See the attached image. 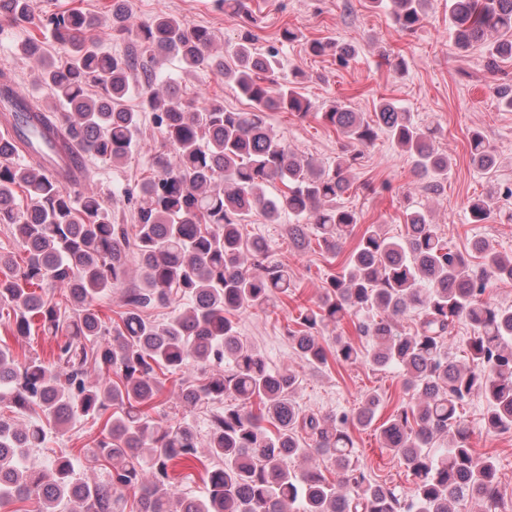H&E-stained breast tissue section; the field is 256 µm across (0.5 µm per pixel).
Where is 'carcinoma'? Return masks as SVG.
I'll list each match as a JSON object with an SVG mask.
<instances>
[{"label": "carcinoma", "instance_id": "obj_1", "mask_svg": "<svg viewBox=\"0 0 512 512\" xmlns=\"http://www.w3.org/2000/svg\"><path fill=\"white\" fill-rule=\"evenodd\" d=\"M244 19L231 51L213 50L212 33L177 17L159 15L129 26L131 0H112V35L135 38L138 55L101 51L93 37L99 21L72 9L33 14L32 0H0V19L47 31L58 56L43 61L41 82L61 111L21 101L14 78L0 71V106L12 107L23 128L17 144L0 136V224L12 227L22 263L0 254V304L11 313L19 336L55 341L52 358L21 362L0 346V404L19 411L39 409L20 424L0 416V502L31 499L35 512H459L473 500L497 496L493 460L471 448L460 414L475 394L489 403L486 423L512 430V306L491 299L494 281L512 282V258L477 241L481 263L451 247L429 215L403 211L408 234L393 238L369 225L327 280L320 303L302 307L288 342L309 365L365 358L378 368L400 371L414 403L394 411L379 427L384 447L415 477L410 493L378 486L351 460L349 427L372 424L379 395L368 394L357 409L318 416L302 411L294 395L298 376L268 368L261 350L240 335L233 317L288 293V267L267 244L243 237L240 226L259 207L270 223L286 214L288 239L297 251L317 242L336 254L352 235L356 212L336 205L352 188L349 177L364 149L383 132L412 161L415 175L431 188L448 180L451 159L435 148L436 129L418 123L398 102L380 98L371 112H355L341 101L321 118L345 139L336 163L326 167L290 149L268 124L271 112L305 118L311 101L299 75L276 79L274 50L254 48L251 0H215ZM427 0H391L394 20L411 33L424 20ZM450 35L463 52L484 49L490 89L500 107L512 110V83L497 78L499 61L512 57V0H450ZM308 50L332 56L341 66L355 49L332 40H313ZM192 72L224 78L251 109L232 112L216 98L186 100L161 70L166 58ZM99 90L90 96L88 88ZM139 106L127 105L131 95ZM149 113L165 148L155 154L151 176L127 196L137 203L136 232L112 217L93 192L64 186L42 167L39 152L53 142L63 153L90 156L114 165L128 160ZM470 163L490 172L497 158L477 130L468 137ZM280 183L284 190L267 195ZM497 191L471 199L473 223L491 218ZM138 279L130 281V261ZM121 290L119 320H104L93 302ZM69 298L71 312L53 302ZM171 306L164 322L144 316ZM418 314L417 328L403 333L397 320ZM368 338L361 349L338 332L348 316ZM473 327L470 357L452 352L450 327L458 319ZM110 377L88 379L90 365ZM196 369L198 382L179 388L181 406L235 401L210 416L206 438L194 422L162 425L146 408L160 395L161 376ZM112 414L92 458L109 464L108 478L80 475L73 459L61 456L49 469L26 462L40 448L48 427L63 429L78 417ZM308 436L303 442L299 434ZM206 448L211 467L206 491L192 496L176 489L170 463L197 457ZM326 458L335 478L316 466L291 469L297 459Z\"/></svg>", "mask_w": 512, "mask_h": 512}]
</instances>
